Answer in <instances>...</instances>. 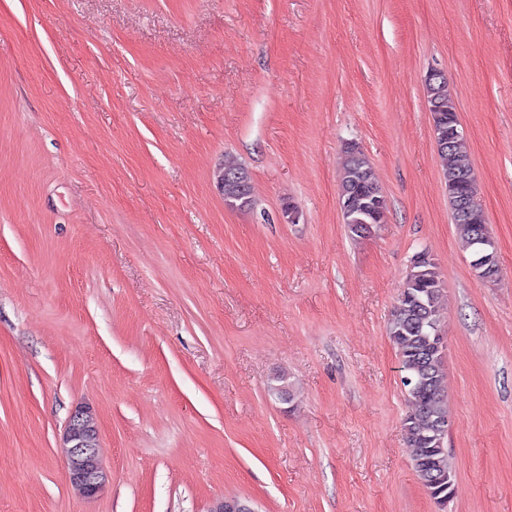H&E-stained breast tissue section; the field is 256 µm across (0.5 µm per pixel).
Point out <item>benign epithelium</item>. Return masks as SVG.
<instances>
[{
    "instance_id": "obj_1",
    "label": "benign epithelium",
    "mask_w": 512,
    "mask_h": 512,
    "mask_svg": "<svg viewBox=\"0 0 512 512\" xmlns=\"http://www.w3.org/2000/svg\"><path fill=\"white\" fill-rule=\"evenodd\" d=\"M219 192L230 188L234 202L232 207L246 208L252 203L250 175L246 169L216 173ZM382 206V198L371 192L366 201L356 205L348 198L340 199L341 212L358 213L372 218ZM488 241L483 235L475 238L471 267L481 273L487 261ZM63 454L67 479L72 489L85 499L98 497L106 485L108 475L99 455V431L96 413L89 406H81L71 412L64 431ZM209 512H255L247 503L237 498H218L212 502Z\"/></svg>"
}]
</instances>
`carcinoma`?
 I'll list each match as a JSON object with an SVG mask.
<instances>
[{
    "instance_id": "carcinoma-1",
    "label": "carcinoma",
    "mask_w": 512,
    "mask_h": 512,
    "mask_svg": "<svg viewBox=\"0 0 512 512\" xmlns=\"http://www.w3.org/2000/svg\"><path fill=\"white\" fill-rule=\"evenodd\" d=\"M427 99L436 102L445 126L458 122L455 101L448 96L447 79L426 85ZM446 160L445 182L453 187L465 182L472 170L462 143H451L440 151ZM376 186L371 164L362 152L348 153L339 183V195L364 196ZM456 232L467 250L473 249L476 225L452 214ZM442 281L437 266L423 268V275L407 279L404 292L388 323V333L398 348L408 412L403 421L407 442L413 448L414 469L431 497H451L452 468L448 452L430 443L435 425L446 418V373L443 358L434 352L429 329L439 327V295Z\"/></svg>"
}]
</instances>
